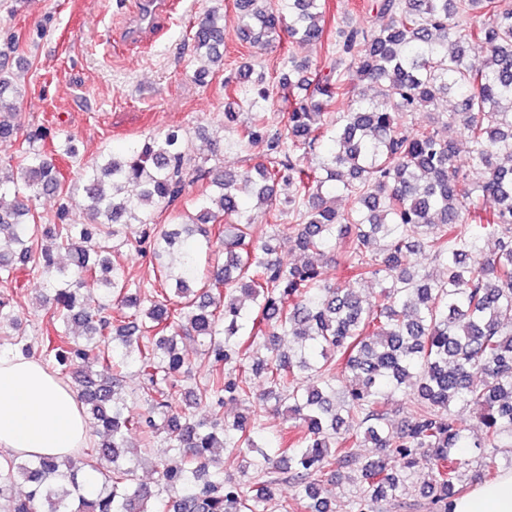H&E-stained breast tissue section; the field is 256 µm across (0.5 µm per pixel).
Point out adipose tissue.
I'll use <instances>...</instances> for the list:
<instances>
[{
	"instance_id": "adipose-tissue-1",
	"label": "adipose tissue",
	"mask_w": 512,
	"mask_h": 512,
	"mask_svg": "<svg viewBox=\"0 0 512 512\" xmlns=\"http://www.w3.org/2000/svg\"><path fill=\"white\" fill-rule=\"evenodd\" d=\"M90 429L77 393L37 359L0 354V448L18 457L65 458L84 447ZM454 512H512V470L477 484Z\"/></svg>"
}]
</instances>
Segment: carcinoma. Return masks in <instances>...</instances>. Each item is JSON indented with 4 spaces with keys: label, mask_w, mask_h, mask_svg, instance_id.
<instances>
[{
    "label": "carcinoma",
    "mask_w": 512,
    "mask_h": 512,
    "mask_svg": "<svg viewBox=\"0 0 512 512\" xmlns=\"http://www.w3.org/2000/svg\"><path fill=\"white\" fill-rule=\"evenodd\" d=\"M242 41L269 45L287 32L323 40L325 0H234ZM373 26L336 29V61L323 72L308 59L288 58L278 78L285 121L267 111L269 85L244 63L225 80L226 141L201 159L182 146L187 132L169 130L133 143L124 154L78 160L71 138L9 121L21 96V74L0 64V140L18 142L16 165L0 163V335L28 355L17 332L20 275L43 280L47 291L44 365L72 377L87 420L101 428L90 453L0 459V512H379L390 504L408 512H453L474 448L475 478H494L496 450L512 437V0H374ZM487 21L475 25L477 17ZM193 48L200 82L224 69V12L199 19ZM486 54L474 58L469 44ZM350 102L344 112L337 104ZM251 111L237 126L235 108ZM428 112L426 124L404 118ZM459 131L470 145L457 159ZM257 161L226 173L224 144ZM321 142L319 166L295 156ZM78 163L83 224L69 219L74 192L61 162ZM479 167L483 178H470ZM207 181L195 216L155 219L175 208L188 186ZM288 186L291 224L274 207ZM353 198L336 207V189ZM43 195L59 204L36 209ZM497 207L489 210L487 199ZM268 210L275 233L254 239L246 203ZM142 228L139 247L148 276L130 280L114 254L124 231ZM224 240V264L209 272L201 257ZM342 266L331 283L307 260L288 265L272 241ZM496 248L484 251L481 242ZM344 244L343 259L333 257ZM424 254L446 267L435 280L410 263ZM381 282L373 296L356 284ZM102 287L87 306L82 291ZM298 347L279 351V336ZM202 348L211 370V403L224 400L286 409L293 434L278 446L261 443L246 416L197 420L192 391L173 402L185 372L183 346ZM104 365L110 375L96 373ZM134 369L146 408L121 396L123 374ZM265 373L257 394L246 369ZM406 395L413 410L389 427V401ZM476 411L480 438L457 406ZM135 432L163 439L179 464L157 466L152 486L139 482ZM369 442L372 456L355 448ZM235 451L237 471L216 468ZM426 468L430 479L410 502L400 500L406 473ZM358 481L354 498L336 510L321 496L325 481ZM282 482L299 488L276 501Z\"/></svg>",
    "instance_id": "obj_1"
}]
</instances>
